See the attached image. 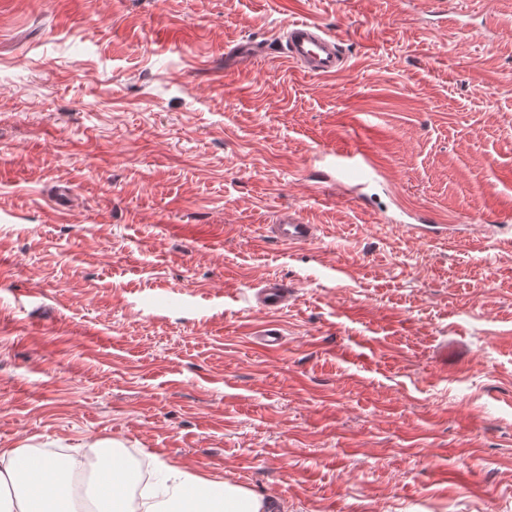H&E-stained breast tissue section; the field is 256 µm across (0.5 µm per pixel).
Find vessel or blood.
Instances as JSON below:
<instances>
[{"instance_id": "1", "label": "vessel or blood", "mask_w": 512, "mask_h": 512, "mask_svg": "<svg viewBox=\"0 0 512 512\" xmlns=\"http://www.w3.org/2000/svg\"><path fill=\"white\" fill-rule=\"evenodd\" d=\"M282 50L291 65L304 72L332 78L342 73L348 63V56L341 39L322 25L297 20L288 23L281 34ZM273 46L268 42L250 41L230 49L229 54L238 64L269 54ZM379 162L364 149L340 152L336 155L335 170L339 177L365 182L380 173ZM273 238L288 247L307 244L313 238L312 225L306 224L295 211H282L271 226ZM290 291L286 283L272 280L256 294L261 309L275 312L288 304Z\"/></svg>"}]
</instances>
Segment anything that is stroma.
<instances>
[{
  "label": "stroma",
  "mask_w": 512,
  "mask_h": 512,
  "mask_svg": "<svg viewBox=\"0 0 512 512\" xmlns=\"http://www.w3.org/2000/svg\"><path fill=\"white\" fill-rule=\"evenodd\" d=\"M295 20L341 75L225 67ZM511 61L512 0H0V448L109 439L287 512H512V222L464 219L512 210ZM358 116L365 186L319 157ZM284 209L312 241L271 239ZM291 291L288 285L282 281L271 280L265 284L256 294L259 307L269 312H275L288 305Z\"/></svg>",
  "instance_id": "obj_1"
}]
</instances>
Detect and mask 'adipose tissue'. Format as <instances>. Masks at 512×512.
Instances as JSON below:
<instances>
[{
	"label": "adipose tissue",
	"instance_id": "obj_1",
	"mask_svg": "<svg viewBox=\"0 0 512 512\" xmlns=\"http://www.w3.org/2000/svg\"><path fill=\"white\" fill-rule=\"evenodd\" d=\"M94 453V512H284L282 503L244 488L187 474L165 462L155 466L153 489L134 499L129 463L101 441ZM84 459L53 458L30 448H0V512H76L67 494Z\"/></svg>",
	"mask_w": 512,
	"mask_h": 512
}]
</instances>
